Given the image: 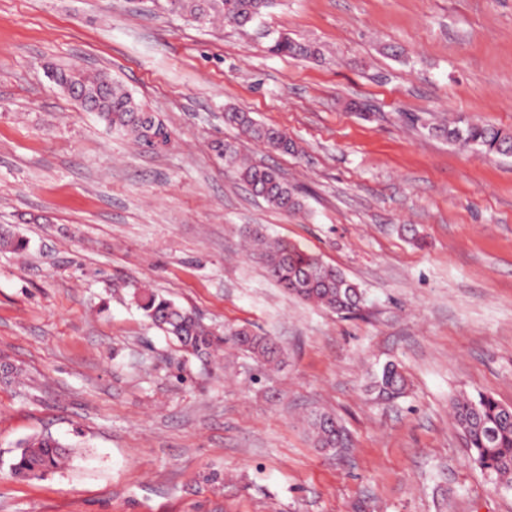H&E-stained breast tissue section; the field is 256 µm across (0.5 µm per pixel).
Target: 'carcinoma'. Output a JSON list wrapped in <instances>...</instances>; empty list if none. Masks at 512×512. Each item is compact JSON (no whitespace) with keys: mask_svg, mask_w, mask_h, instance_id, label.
I'll use <instances>...</instances> for the list:
<instances>
[{"mask_svg":"<svg viewBox=\"0 0 512 512\" xmlns=\"http://www.w3.org/2000/svg\"><path fill=\"white\" fill-rule=\"evenodd\" d=\"M162 8L199 24L214 18L238 27L260 21L273 0H159ZM272 49L278 53L301 58L320 55L317 47L295 42L287 37H272ZM58 85L77 88L84 96L85 109L97 114L111 130L133 138L143 152L160 142L174 144L173 132L118 82L103 85L100 75H86L77 70L59 69L54 73ZM225 122L241 135L262 144L272 152L294 153L296 144L276 127L257 123L248 112L230 109ZM448 142L462 148H472L489 156H512V132L493 124L470 121L459 117L446 125L435 127ZM224 166L235 174L253 195L285 212L301 209L302 202L295 189L278 170L250 163L240 156L238 147L219 140L213 146ZM255 254L269 275L288 293L336 314H354L362 309L366 297L356 283L319 256L283 240H271L259 229L251 231ZM27 243L20 237L0 233V249L19 254ZM144 317L165 335L171 337L187 355L202 364H210L219 351L232 348L248 354L263 372L282 362L283 349L271 337L247 326L229 327L219 332L207 325L200 316L164 298L146 287L134 291ZM370 388L376 397L395 399L405 393L407 379L394 363L377 371ZM453 419L465 438L471 461L495 476L507 487L512 486V407L486 395L462 397L453 402ZM310 425L317 447L331 451L344 446L345 432L335 416L315 412ZM72 456L71 447L49 433L34 436L20 446L11 464L12 473L22 479L39 478L65 467Z\"/></svg>","mask_w":512,"mask_h":512,"instance_id":"carcinoma-1","label":"carcinoma"}]
</instances>
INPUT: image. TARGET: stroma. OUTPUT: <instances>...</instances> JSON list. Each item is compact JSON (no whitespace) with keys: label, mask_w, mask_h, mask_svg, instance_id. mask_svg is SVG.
Wrapping results in <instances>:
<instances>
[{"label":"stroma","mask_w":512,"mask_h":512,"mask_svg":"<svg viewBox=\"0 0 512 512\" xmlns=\"http://www.w3.org/2000/svg\"><path fill=\"white\" fill-rule=\"evenodd\" d=\"M272 33L323 56L272 54ZM71 67L122 84L174 147L136 152L53 82ZM230 106L299 153L240 136ZM451 115L512 131V0H276L244 29L153 0H0V227L28 243L0 251V363L23 371L0 382V512H512L449 417L461 394L512 406V157L449 144ZM219 139L302 209L253 196ZM253 225L343 271L363 309L285 294L243 249ZM141 282L275 338L282 364L257 384L243 354L183 357ZM388 362L408 389L385 403L368 384ZM317 410L348 448L315 447ZM46 431L70 465L15 478Z\"/></svg>","instance_id":"35a3bbf8"}]
</instances>
